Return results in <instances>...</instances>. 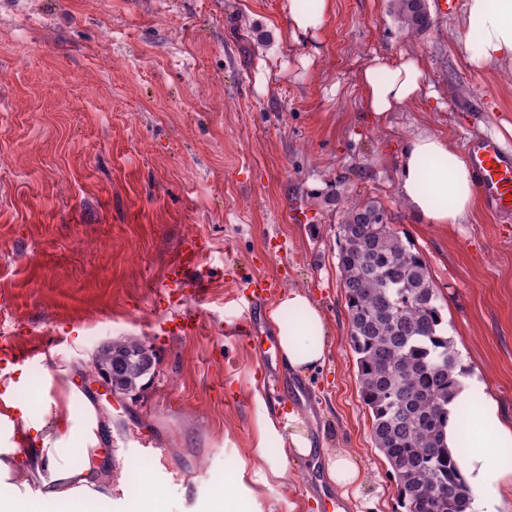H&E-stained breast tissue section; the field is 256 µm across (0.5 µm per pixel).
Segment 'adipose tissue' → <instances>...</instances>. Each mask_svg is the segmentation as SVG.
<instances>
[{
    "instance_id": "1",
    "label": "adipose tissue",
    "mask_w": 512,
    "mask_h": 512,
    "mask_svg": "<svg viewBox=\"0 0 512 512\" xmlns=\"http://www.w3.org/2000/svg\"><path fill=\"white\" fill-rule=\"evenodd\" d=\"M334 0H288L287 23L280 39L315 40L323 31ZM467 36L463 53L470 66L512 62V0H466ZM423 62L408 55L378 58L364 66L359 81L366 108L376 119L418 99L423 90ZM399 191L413 213L426 224H461L478 206L475 176L464 157L445 139L427 132L408 138L401 152ZM290 315L278 327L283 363L305 373L321 366L326 357L325 321L305 294L292 291L281 302ZM38 396L40 410L17 396L24 376L6 380L0 394V512H23L14 493L17 477L36 479L47 501H74L79 512H100L112 497V476L104 464L111 448L92 418L93 404L78 390L71 370H49ZM457 392L448 406L446 443L456 450L461 474L474 492L475 512H512L505 501L512 493V468L503 458L512 448V427L505 425L499 406L484 396L481 384L458 376ZM477 409L469 423L458 411L467 404ZM254 451L273 476H284L288 458L309 457L312 442L303 420L294 413L257 417ZM224 481L223 498L209 512H260L252 491L241 480L243 465L231 468Z\"/></svg>"
}]
</instances>
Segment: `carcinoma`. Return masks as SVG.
<instances>
[{
    "label": "carcinoma",
    "mask_w": 512,
    "mask_h": 512,
    "mask_svg": "<svg viewBox=\"0 0 512 512\" xmlns=\"http://www.w3.org/2000/svg\"><path fill=\"white\" fill-rule=\"evenodd\" d=\"M401 27L431 24L426 0H394ZM338 254L362 399L371 439L386 459L405 512H470L472 496L443 423L458 359L442 334L439 294L428 267L404 243L387 210L355 203L340 225Z\"/></svg>",
    "instance_id": "cac0c4a2"
}]
</instances>
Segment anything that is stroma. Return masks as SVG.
I'll return each instance as SVG.
<instances>
[{"instance_id":"35a3bbf8","label":"stroma","mask_w":512,"mask_h":512,"mask_svg":"<svg viewBox=\"0 0 512 512\" xmlns=\"http://www.w3.org/2000/svg\"><path fill=\"white\" fill-rule=\"evenodd\" d=\"M431 27L407 36L392 0H335L320 47L263 39L287 0H0V335L24 349L28 397L45 372L76 368L112 461L143 457L169 512H205L224 463L241 460L262 512H324L305 459L285 477L255 479L257 407L266 386L254 345L232 337L233 300L254 274L305 293L326 325L327 354L300 374L273 355L286 386L310 399L266 396L292 411L320 455L344 452L362 472L343 512H402L371 437L338 265L340 226L376 201L425 260L463 373L512 424V222L478 207L464 224H420L398 189L405 139L426 131L465 152L512 126V64L469 67L463 11L427 0ZM425 62L431 94L372 119L359 86L382 55ZM207 245L209 297L197 328L170 338L164 272L182 239ZM135 337L157 356L144 396L106 401L86 386L102 344ZM151 437L159 455L140 442Z\"/></svg>"}]
</instances>
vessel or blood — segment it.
I'll return each mask as SVG.
<instances>
[{
	"label": "vessel or blood",
	"mask_w": 512,
	"mask_h": 512,
	"mask_svg": "<svg viewBox=\"0 0 512 512\" xmlns=\"http://www.w3.org/2000/svg\"><path fill=\"white\" fill-rule=\"evenodd\" d=\"M467 159L488 210L503 219L512 218V153L489 137L471 140L467 145ZM206 245L193 236L185 238L168 265L164 279L170 288L172 303L159 328L167 336H186L195 329V321L187 312L189 302L205 298L211 283L203 271ZM280 283L274 279L251 278L243 293L250 306H257L271 298ZM43 346L22 351L8 343L0 344V373L25 366L42 355Z\"/></svg>",
	"instance_id": "b4317fda"
}]
</instances>
